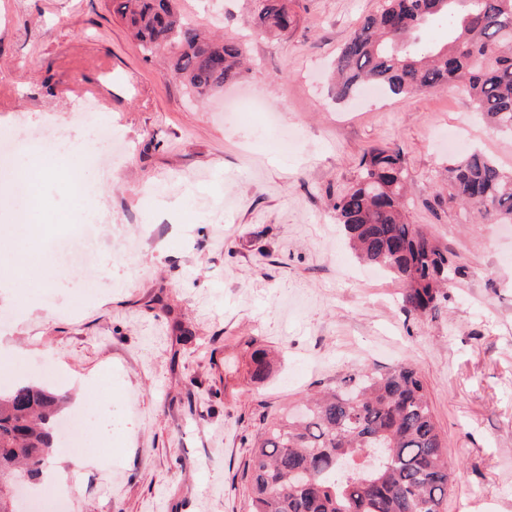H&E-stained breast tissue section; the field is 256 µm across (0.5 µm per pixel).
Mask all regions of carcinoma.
Listing matches in <instances>:
<instances>
[{
  "label": "carcinoma",
  "mask_w": 512,
  "mask_h": 512,
  "mask_svg": "<svg viewBox=\"0 0 512 512\" xmlns=\"http://www.w3.org/2000/svg\"><path fill=\"white\" fill-rule=\"evenodd\" d=\"M249 8L266 35L298 25L291 0H249ZM112 12L144 51L169 53L174 75L200 97L247 72L242 44L202 36L177 0H112ZM444 19L446 40L427 41V29ZM336 73L338 98L369 83L401 97L459 84L490 127L512 135V0H381L344 43ZM359 166L336 198L337 223L360 260L401 281L407 314L437 310L465 266L407 222L400 152L370 148ZM448 201L512 224V172L480 151L455 159ZM64 403L32 381L0 390V512H15L13 482L43 476ZM374 448L385 458L368 467ZM455 476L421 376L405 365L352 375L280 411L256 438L245 472L249 512H442Z\"/></svg>",
  "instance_id": "obj_1"
}]
</instances>
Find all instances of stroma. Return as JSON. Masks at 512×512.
Returning a JSON list of instances; mask_svg holds the SVG:
<instances>
[{
  "label": "stroma",
  "instance_id": "stroma-1",
  "mask_svg": "<svg viewBox=\"0 0 512 512\" xmlns=\"http://www.w3.org/2000/svg\"><path fill=\"white\" fill-rule=\"evenodd\" d=\"M378 5L298 0L297 27L277 38L248 28L245 0H180L200 30L247 44L248 73L199 97L145 55L112 0H0V141L66 133L40 206L16 198L10 173L42 160L36 145L0 170V377L19 356L58 369L70 407L87 409L95 456L48 464L76 512H248L242 472L272 416L401 364L421 373L458 466L444 512H512V224L445 202L443 144L459 131L512 169V136L455 85L335 100L336 55ZM101 125L111 143L93 141ZM374 146L403 154L411 223L467 267L424 317L403 311L399 280L364 274L334 217ZM65 220L94 227L93 297L86 263L43 256ZM258 348L271 361L260 381Z\"/></svg>",
  "mask_w": 512,
  "mask_h": 512
}]
</instances>
